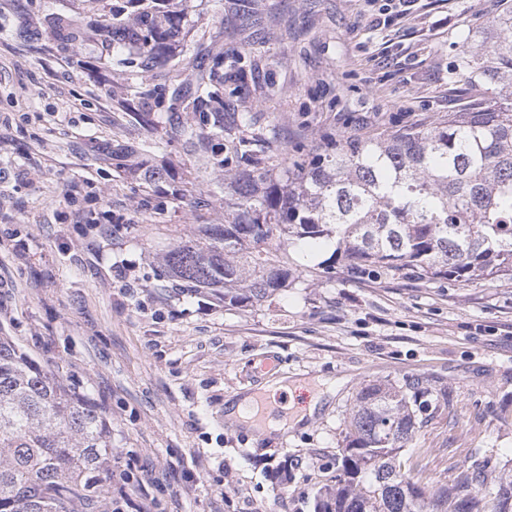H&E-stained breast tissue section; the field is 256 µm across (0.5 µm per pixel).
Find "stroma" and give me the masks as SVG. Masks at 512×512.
Wrapping results in <instances>:
<instances>
[{
	"instance_id": "stroma-1",
	"label": "stroma",
	"mask_w": 512,
	"mask_h": 512,
	"mask_svg": "<svg viewBox=\"0 0 512 512\" xmlns=\"http://www.w3.org/2000/svg\"><path fill=\"white\" fill-rule=\"evenodd\" d=\"M199 0L194 35L244 39L258 69L224 70L233 100L278 124L288 155L321 135L365 136L462 108L453 70L464 37L488 28L493 0H417L377 25L367 0ZM52 16L103 30L79 0H0V331L44 368L89 393L112 424L115 489L149 512H314L336 469L349 408L369 382L419 383L432 393L404 456L445 483L474 459L512 470V280L303 277L248 308L163 278L171 230L224 220L223 187L207 207L164 198L118 175L99 147L145 137L112 108L85 67L93 50L22 39ZM274 87L268 98L263 88ZM108 196H100L101 186ZM108 224L112 233L96 227ZM288 376L297 389L272 392ZM344 386L293 425L324 380ZM256 394L261 414L229 421L226 404Z\"/></svg>"
}]
</instances>
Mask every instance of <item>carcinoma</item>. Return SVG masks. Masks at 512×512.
I'll list each match as a JSON object with an SVG mask.
<instances>
[{"instance_id":"obj_1","label":"carcinoma","mask_w":512,"mask_h":512,"mask_svg":"<svg viewBox=\"0 0 512 512\" xmlns=\"http://www.w3.org/2000/svg\"><path fill=\"white\" fill-rule=\"evenodd\" d=\"M194 8L122 0L103 39L49 21L78 50L101 46L113 108L147 132L143 156L176 142L198 159L172 200L224 184V223L189 225L159 257L177 285L252 307L308 272L288 265L301 241L333 248L317 267L330 276L339 268L358 279L512 280V6L490 20V41L463 43L456 65L469 86L502 94L382 137L325 138L291 164L277 124L244 107L225 111L218 37L189 56L195 80L173 88L166 121L157 120L151 100L182 75L170 55L189 41L183 20ZM418 399L389 383L360 387L315 512H512V473L494 475L486 461L445 486L420 480L402 455L419 430ZM111 467L112 426L100 404L0 336V512H102Z\"/></svg>"}]
</instances>
